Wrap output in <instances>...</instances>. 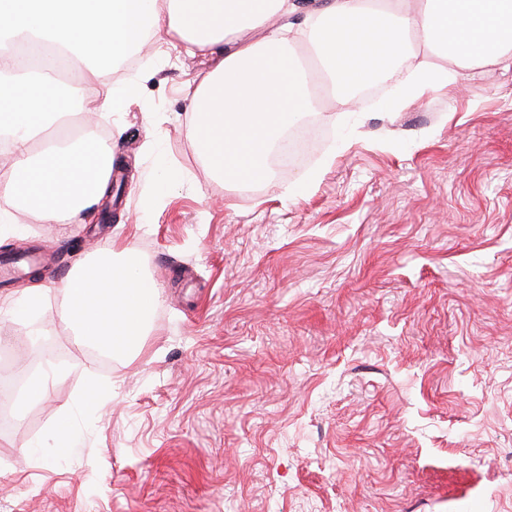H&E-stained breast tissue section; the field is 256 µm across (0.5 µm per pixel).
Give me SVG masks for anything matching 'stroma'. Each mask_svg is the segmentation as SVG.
Masks as SVG:
<instances>
[{
	"mask_svg": "<svg viewBox=\"0 0 512 512\" xmlns=\"http://www.w3.org/2000/svg\"><path fill=\"white\" fill-rule=\"evenodd\" d=\"M211 65L154 45L113 72L137 84L93 120L119 181L86 223L18 206L0 235V379H50L0 427V512H512V68L392 114L322 101L291 200L199 163L185 87ZM109 244L162 296L105 363L52 284Z\"/></svg>",
	"mask_w": 512,
	"mask_h": 512,
	"instance_id": "1",
	"label": "stroma"
}]
</instances>
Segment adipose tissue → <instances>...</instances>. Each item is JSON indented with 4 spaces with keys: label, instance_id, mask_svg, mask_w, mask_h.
Listing matches in <instances>:
<instances>
[{
    "label": "adipose tissue",
    "instance_id": "ef3b65f1",
    "mask_svg": "<svg viewBox=\"0 0 512 512\" xmlns=\"http://www.w3.org/2000/svg\"><path fill=\"white\" fill-rule=\"evenodd\" d=\"M294 0H0V133L9 174L0 222L25 204L45 224L85 223L106 192L112 157L94 133L40 147L45 129L72 110L117 112L137 91L113 86L109 61L145 42L217 62L188 86L187 132L200 161L222 180H270L269 155L315 95L301 47L312 44L340 104L373 76L397 86V111L487 65L512 66V0H319L300 25ZM445 65L410 64L411 49ZM77 70L78 83L58 80ZM57 290L60 320L107 355L134 351L161 297L132 250L101 248Z\"/></svg>",
    "mask_w": 512,
    "mask_h": 512
}]
</instances>
